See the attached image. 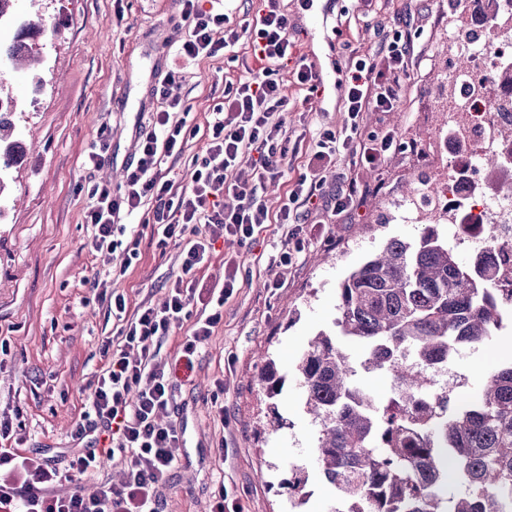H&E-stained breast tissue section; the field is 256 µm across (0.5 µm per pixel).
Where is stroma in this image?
Here are the masks:
<instances>
[{"instance_id": "obj_1", "label": "stroma", "mask_w": 512, "mask_h": 512, "mask_svg": "<svg viewBox=\"0 0 512 512\" xmlns=\"http://www.w3.org/2000/svg\"><path fill=\"white\" fill-rule=\"evenodd\" d=\"M291 35L309 62L323 71L344 68L354 51L377 47L391 35L400 12L410 11L415 28L411 77L394 112L367 113V130L390 129L408 146L381 169L341 164L328 170L368 187L359 212L327 219L318 209L302 216L308 233L293 265L272 259L287 229L264 225L244 245L220 240L211 263L199 273L205 284L224 278V263L235 260L238 286L225 302L194 295L191 317L221 312L210 339L192 359L180 357L188 329L180 327L157 348L156 363L175 387L169 417L184 431V445L159 490L164 512H210L212 496L223 489L240 512H326L329 490L315 475L316 429L304 413L294 364L310 336L327 331L337 314L336 289L348 271L380 248L386 238L418 240L423 227L401 220L396 204L406 183L433 167L424 149L436 131L448 91L433 75L448 58V28L460 17L457 0H321L322 17L302 12L297 0H283ZM363 7L357 23L342 35L333 28L340 11ZM16 12L36 20L40 32L27 42L39 53L38 77L0 68V86L15 101L13 121L25 151L5 175L0 193V415L10 416L20 451L38 452L65 468L71 432L82 421L90 381L104 364L101 347L116 337L98 297L108 268L91 247L85 224L88 191L97 183L123 185V172L137 152L142 128L159 105L156 94L179 59L176 43L185 30L177 0H19ZM181 93L189 124L206 126L224 93V84L247 78L228 59H203L185 67ZM297 104L285 116L289 134L302 136L288 153L274 188L259 196L270 215L307 160L316 133L341 127L344 112L336 88L307 97L288 86ZM109 130L101 140V130ZM107 144L100 167L88 152ZM388 224H381V217ZM125 244L138 253L126 274L112 282L129 308L162 303L181 274L182 245L158 246L153 229L139 224ZM275 361L284 382L276 401L284 426L267 424L269 401L259 382L263 355ZM505 358L500 342L464 351L456 369L462 381L456 398L472 399L480 380ZM292 463L311 470L309 497L294 506L278 483Z\"/></svg>"}]
</instances>
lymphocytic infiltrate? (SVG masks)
<instances>
[{"label":"lymphocytic infiltrate","instance_id":"f902f5d3","mask_svg":"<svg viewBox=\"0 0 512 512\" xmlns=\"http://www.w3.org/2000/svg\"><path fill=\"white\" fill-rule=\"evenodd\" d=\"M179 8L185 36L178 56L188 61L220 59L246 34L253 62L250 76L225 84L224 97L203 131L205 153L192 159L190 184L181 190L165 178L163 167L180 160L187 143L201 131L186 120L188 109L179 93L185 80L182 71H170L158 91L160 105L140 133L138 154L126 168L122 193H113L106 184L92 186L86 221L94 228L95 251L105 261H119L125 270L136 253L124 248L126 227L118 218L151 203L150 222L163 239L185 243L182 274L159 306L144 303L132 311L124 294L101 291L109 314L123 327L119 342L102 347L105 363L91 383L88 407L94 421L76 424L71 433L82 448L72 452L62 471L38 454L0 447V470L21 478L17 484L0 483V512H162L159 482L177 460L182 432L175 421L162 418L173 403L175 388L156 366V348L160 339L185 325L189 335L182 352L193 356L221 320L214 313L191 324L186 321V308L199 285L196 273L213 256L207 229L219 228L225 238L243 245L273 219L258 202L256 185L278 178L288 154L284 116L296 103L286 86L291 83L314 94L319 75L292 41L281 0H264L240 27L231 24L217 0H179ZM410 26L408 15H400L389 41L350 58L346 76L337 84L344 122L339 129L318 132L305 170L274 217L288 227L287 245L278 253L277 264L292 265L295 253L304 247L301 208H321L336 217L359 210L367 187L340 177L334 188H327L324 174L329 168L345 160L379 168L389 154L404 150L396 133L366 131L364 115L398 109L413 60ZM246 164L252 167L248 182L238 176ZM105 456L121 458V484L89 496L63 491V483L97 471Z\"/></svg>","mask_w":512,"mask_h":512}]
</instances>
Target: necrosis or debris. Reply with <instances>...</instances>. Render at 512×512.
<instances>
[{
	"mask_svg": "<svg viewBox=\"0 0 512 512\" xmlns=\"http://www.w3.org/2000/svg\"><path fill=\"white\" fill-rule=\"evenodd\" d=\"M448 51L468 61L466 68L448 72V128L463 147L448 153L441 135L430 137L426 149L436 170L418 181L411 198L403 203V219L409 224L430 221L458 230V241L469 250H481L489 242L512 241V201H503L489 190H467L457 180L460 171L482 178V160L498 149V131L512 123V114L499 110L501 93L492 75L502 60L512 56V0H499L482 34L464 40L448 35Z\"/></svg>",
	"mask_w": 512,
	"mask_h": 512,
	"instance_id": "necrosis-or-debris-1",
	"label": "necrosis or debris"
}]
</instances>
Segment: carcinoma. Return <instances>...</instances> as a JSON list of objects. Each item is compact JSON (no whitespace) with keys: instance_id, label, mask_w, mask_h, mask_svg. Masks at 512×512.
I'll return each mask as SVG.
<instances>
[{"instance_id":"obj_1","label":"carcinoma","mask_w":512,"mask_h":512,"mask_svg":"<svg viewBox=\"0 0 512 512\" xmlns=\"http://www.w3.org/2000/svg\"><path fill=\"white\" fill-rule=\"evenodd\" d=\"M17 28L6 49L14 66L34 61ZM12 111L0 110V173L19 163ZM489 252L462 260L433 224L420 239L388 238L337 288V333L312 336L294 366L304 410L317 427L315 459L332 491L326 512H512V361L494 369L474 401H455L432 373L463 349L493 339L512 314V288ZM364 346L359 367L336 336ZM387 371V399L368 392L358 370ZM266 394H279L272 359L262 365ZM454 480L462 489L441 492ZM307 470L291 468L279 486L297 503Z\"/></svg>"}]
</instances>
